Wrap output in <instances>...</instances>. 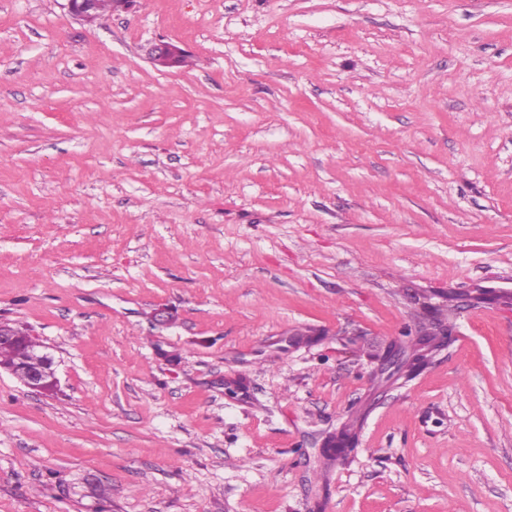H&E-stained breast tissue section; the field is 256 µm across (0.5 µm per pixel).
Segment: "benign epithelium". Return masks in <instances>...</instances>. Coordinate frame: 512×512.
<instances>
[{"label": "benign epithelium", "instance_id": "7a95c632", "mask_svg": "<svg viewBox=\"0 0 512 512\" xmlns=\"http://www.w3.org/2000/svg\"><path fill=\"white\" fill-rule=\"evenodd\" d=\"M68 12L86 22L98 19L96 0H66ZM182 49L169 42L154 46L152 61L165 68L176 64ZM9 344L18 349V356L10 363H0V371L5 370L18 379L32 392L43 395L53 394L59 384L56 363L53 355L44 346H36L11 330L9 323L0 320V345Z\"/></svg>", "mask_w": 512, "mask_h": 512}]
</instances>
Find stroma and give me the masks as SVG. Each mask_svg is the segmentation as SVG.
I'll return each mask as SVG.
<instances>
[{
    "label": "stroma",
    "mask_w": 512,
    "mask_h": 512,
    "mask_svg": "<svg viewBox=\"0 0 512 512\" xmlns=\"http://www.w3.org/2000/svg\"><path fill=\"white\" fill-rule=\"evenodd\" d=\"M64 2L0 0V319L59 378L0 374V512H512V0ZM182 49L169 42H161L154 46L152 52V61L161 67L170 68L176 64L181 65L185 61V55H182Z\"/></svg>",
    "instance_id": "obj_1"
}]
</instances>
